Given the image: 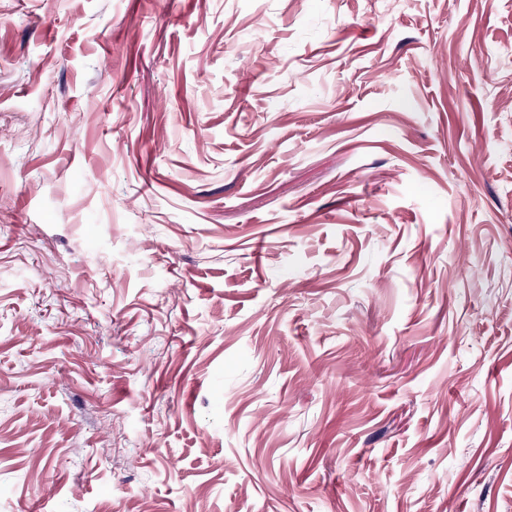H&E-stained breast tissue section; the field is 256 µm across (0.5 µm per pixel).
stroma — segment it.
I'll list each match as a JSON object with an SVG mask.
<instances>
[{
	"mask_svg": "<svg viewBox=\"0 0 512 512\" xmlns=\"http://www.w3.org/2000/svg\"><path fill=\"white\" fill-rule=\"evenodd\" d=\"M0 512H512V0H0Z\"/></svg>",
	"mask_w": 512,
	"mask_h": 512,
	"instance_id": "35a3bbf8",
	"label": "stroma"
}]
</instances>
